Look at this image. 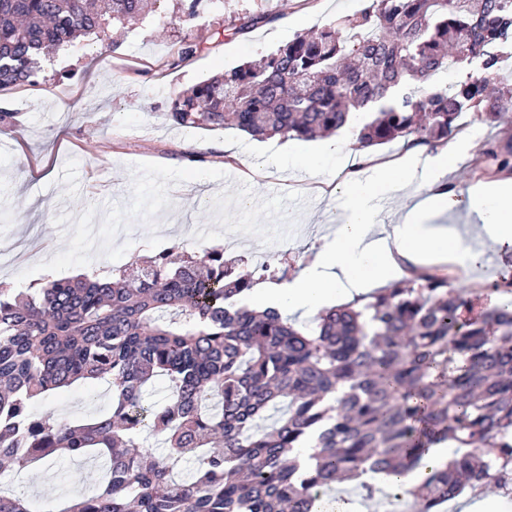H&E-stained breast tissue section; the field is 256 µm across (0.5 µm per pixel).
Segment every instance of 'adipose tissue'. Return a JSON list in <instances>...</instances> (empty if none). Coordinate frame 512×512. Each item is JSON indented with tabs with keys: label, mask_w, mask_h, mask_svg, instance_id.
Masks as SVG:
<instances>
[{
	"label": "adipose tissue",
	"mask_w": 512,
	"mask_h": 512,
	"mask_svg": "<svg viewBox=\"0 0 512 512\" xmlns=\"http://www.w3.org/2000/svg\"><path fill=\"white\" fill-rule=\"evenodd\" d=\"M350 146V140L340 137L306 149L290 142L284 145L283 156L306 167L324 155L351 154L357 171L332 237L293 281L255 288L250 300L257 307L313 315L400 280L407 265L470 266L481 257L482 248L470 229L434 221L457 204L446 183L455 162L453 149L413 151L393 163L351 151ZM415 184L425 186L426 195L404 207L394 223H380L379 202ZM467 205L482 230L499 245L512 247L511 178L474 186Z\"/></svg>",
	"instance_id": "adipose-tissue-1"
}]
</instances>
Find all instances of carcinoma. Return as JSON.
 <instances>
[{"label": "carcinoma", "instance_id": "obj_1", "mask_svg": "<svg viewBox=\"0 0 512 512\" xmlns=\"http://www.w3.org/2000/svg\"><path fill=\"white\" fill-rule=\"evenodd\" d=\"M217 0H184L183 21ZM144 0H0V88L32 82L42 59L81 35L123 27ZM512 0H369L354 16L296 36L175 96L177 126L235 127L257 139L309 140L400 95L355 126L357 147L431 146L473 112L512 114ZM467 68L456 80L438 75ZM479 154L512 171V138ZM270 267L238 271L224 248L174 244L112 271L0 288V470L65 454L100 461L97 491L63 512H315L336 483L428 470L407 491L417 512L467 488L512 485V281L466 297L428 270L296 326L244 303ZM158 376L160 404L144 399ZM104 380L106 414L81 423L33 411L78 381ZM151 436L167 445L158 454ZM457 442L443 464L431 449ZM314 448L313 468L294 449ZM194 463L188 478L174 471ZM0 512H35L0 493Z\"/></svg>", "mask_w": 512, "mask_h": 512}]
</instances>
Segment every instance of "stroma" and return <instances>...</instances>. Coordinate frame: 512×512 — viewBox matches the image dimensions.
Wrapping results in <instances>:
<instances>
[{
  "mask_svg": "<svg viewBox=\"0 0 512 512\" xmlns=\"http://www.w3.org/2000/svg\"><path fill=\"white\" fill-rule=\"evenodd\" d=\"M368 0H221L193 22L181 0H157L140 20L113 30L117 52L100 40L60 50L33 83L0 89V110L15 113L0 133V285L25 289L125 266L137 255L179 243L191 252L220 245L245 269L287 262L289 278L313 260L342 203L349 169L316 163L318 178L282 158L272 140L226 128L178 127L167 119L178 92L251 61L305 31L358 13ZM273 14L241 35L227 27L250 13ZM198 50L179 60L182 41ZM450 179L459 195L500 179L496 164L460 152ZM512 248H492L451 277L463 295L504 279ZM105 383L80 382L34 409L79 420L109 409ZM98 463L57 457L24 472L0 473V491L61 512L95 490Z\"/></svg>",
  "mask_w": 512,
  "mask_h": 512,
  "instance_id": "obj_1",
  "label": "stroma"
}]
</instances>
